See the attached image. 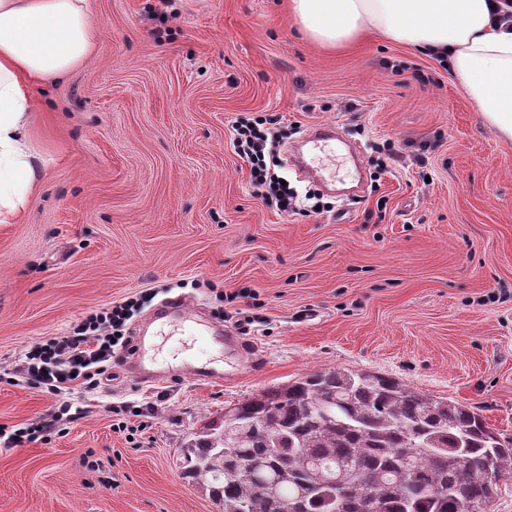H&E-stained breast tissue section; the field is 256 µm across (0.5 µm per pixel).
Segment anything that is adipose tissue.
<instances>
[{"label":"adipose tissue","mask_w":512,"mask_h":512,"mask_svg":"<svg viewBox=\"0 0 512 512\" xmlns=\"http://www.w3.org/2000/svg\"><path fill=\"white\" fill-rule=\"evenodd\" d=\"M300 33L340 48L367 34L447 63L486 124L512 141V21L496 0H289ZM88 0H0V224H13L42 184L30 138L31 87L93 53Z\"/></svg>","instance_id":"adipose-tissue-1"}]
</instances>
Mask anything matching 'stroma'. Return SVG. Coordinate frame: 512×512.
<instances>
[{"mask_svg":"<svg viewBox=\"0 0 512 512\" xmlns=\"http://www.w3.org/2000/svg\"><path fill=\"white\" fill-rule=\"evenodd\" d=\"M288 0H89L93 56L36 85L41 188L0 224V512H219L183 474L203 418L312 371H372L476 407L512 432V142L447 65L372 37L305 40ZM277 120L279 154L318 124L343 141L334 190L267 208L234 129ZM398 156L381 167L378 147ZM178 298L195 329L243 330L253 368L214 344L223 381L139 382L120 365L60 396L7 374L30 346L129 300L128 334ZM70 410V405L62 404L59 406L58 410L51 415L50 419L39 420L25 427L14 429L13 432L8 434L6 441L14 444V446L21 445L24 442L46 441L52 433L66 430V427H60L70 424L77 419L79 412L76 410L74 413H70Z\"/></svg>","mask_w":512,"mask_h":512,"instance_id":"35a3bbf8","label":"stroma"}]
</instances>
